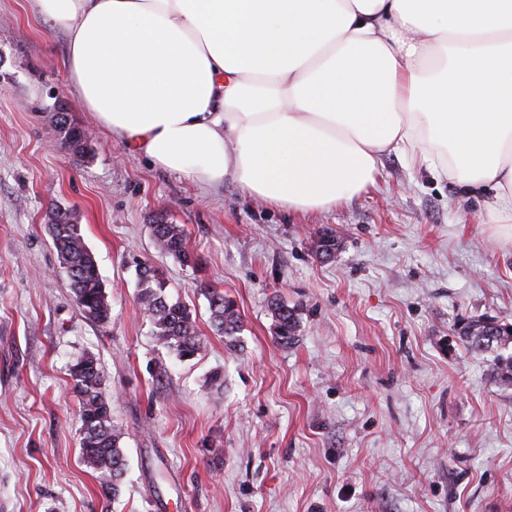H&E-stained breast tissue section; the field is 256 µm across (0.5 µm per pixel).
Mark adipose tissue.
<instances>
[{"label": "adipose tissue", "mask_w": 512, "mask_h": 512, "mask_svg": "<svg viewBox=\"0 0 512 512\" xmlns=\"http://www.w3.org/2000/svg\"><path fill=\"white\" fill-rule=\"evenodd\" d=\"M115 141L290 212L396 152L512 220V0H37Z\"/></svg>", "instance_id": "ef3b65f1"}]
</instances>
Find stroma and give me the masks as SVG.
<instances>
[{"instance_id":"1","label":"stroma","mask_w":512,"mask_h":512,"mask_svg":"<svg viewBox=\"0 0 512 512\" xmlns=\"http://www.w3.org/2000/svg\"><path fill=\"white\" fill-rule=\"evenodd\" d=\"M67 62L32 0H0V512H512V386L457 337L471 319L512 323V229L482 223V197L394 152L374 188L324 212L205 191L96 126ZM61 109L90 128L92 156L60 147ZM57 207L97 261L108 326L73 301ZM157 215L183 228L190 265L156 248ZM145 262L197 313L192 359L135 302ZM203 284L234 301L236 346ZM274 298L300 318L285 347ZM83 353L123 434L114 500L80 459L68 367Z\"/></svg>"}]
</instances>
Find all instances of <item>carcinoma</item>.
<instances>
[{
  "label": "carcinoma",
  "mask_w": 512,
  "mask_h": 512,
  "mask_svg": "<svg viewBox=\"0 0 512 512\" xmlns=\"http://www.w3.org/2000/svg\"><path fill=\"white\" fill-rule=\"evenodd\" d=\"M59 144L75 153L90 151L83 129L73 125L68 113H57ZM50 233L60 264L65 269L73 300L83 316L100 325L111 323L112 308L101 280L97 263L76 217L68 210H52L49 215ZM153 237L159 248L183 263L191 261L183 229L159 217L152 225ZM137 303L150 318L157 341L180 359L194 357L201 349L196 315L184 303L168 300L167 282L162 272L149 263L138 269ZM209 301L211 324L219 336L230 338L229 346L236 347L231 337L241 328L235 303L224 293L212 288L203 289ZM274 321L275 339L288 345L296 338L299 320L288 306L273 301L269 305ZM460 340L472 353L491 352L512 344V324L492 325L481 318L466 323L460 329ZM496 380L512 385V354L494 357ZM70 376L77 393L81 420V458L99 473V485L104 496H117L125 471L126 457L121 447L122 433L112 424V400L103 390V375L97 358L82 354L70 366Z\"/></svg>",
  "instance_id": "carcinoma-1"
}]
</instances>
